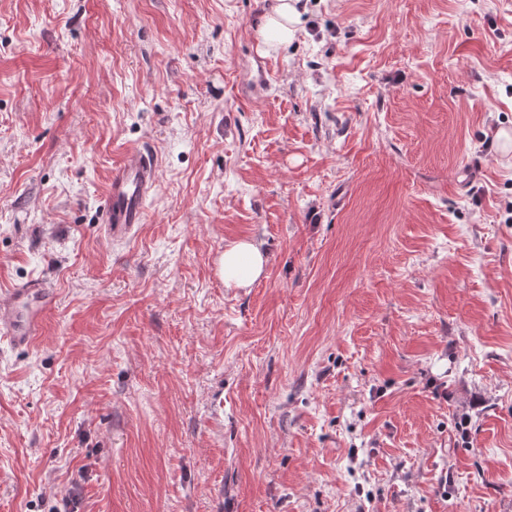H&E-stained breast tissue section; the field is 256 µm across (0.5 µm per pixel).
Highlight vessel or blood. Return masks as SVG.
Returning <instances> with one entry per match:
<instances>
[{"label":"vessel or blood","instance_id":"1","mask_svg":"<svg viewBox=\"0 0 512 512\" xmlns=\"http://www.w3.org/2000/svg\"><path fill=\"white\" fill-rule=\"evenodd\" d=\"M158 181L157 159L149 147L124 152L112 170L102 222L116 243L127 242L142 224L145 204ZM56 293L45 282L32 280L0 292V335L15 347H28L37 338L45 314L54 307Z\"/></svg>","mask_w":512,"mask_h":512}]
</instances>
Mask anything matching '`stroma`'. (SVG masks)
<instances>
[{"label": "stroma", "instance_id": "obj_1", "mask_svg": "<svg viewBox=\"0 0 512 512\" xmlns=\"http://www.w3.org/2000/svg\"><path fill=\"white\" fill-rule=\"evenodd\" d=\"M274 3L0 0V512H512V0ZM300 0H280L271 13L264 17L257 37L262 49L276 50L292 42L301 23ZM157 159L149 147L130 148L112 169L100 224L113 243H126L142 224L145 204L158 181ZM268 260L261 249L250 240H242L224 247L219 262V273L228 288H247L265 273ZM56 304L54 288L32 280L0 292V335L15 347L30 346L41 329L45 314Z\"/></svg>", "mask_w": 512, "mask_h": 512}]
</instances>
